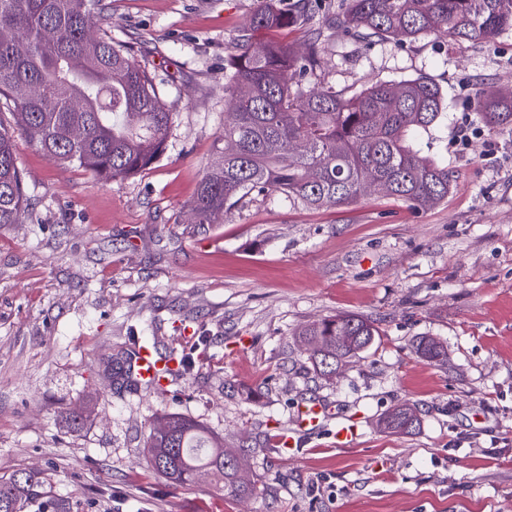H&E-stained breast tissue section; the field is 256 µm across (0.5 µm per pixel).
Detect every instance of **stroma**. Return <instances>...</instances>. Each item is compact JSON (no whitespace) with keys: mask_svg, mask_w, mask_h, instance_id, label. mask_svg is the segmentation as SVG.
<instances>
[{"mask_svg":"<svg viewBox=\"0 0 512 512\" xmlns=\"http://www.w3.org/2000/svg\"><path fill=\"white\" fill-rule=\"evenodd\" d=\"M107 3L97 27L131 46L173 123L155 163L110 182L14 141L30 206L0 226V476L42 471L60 512H512V134L477 115L479 91L512 94V33L325 39L316 79L336 90L419 76L441 89L428 146L453 187L440 205L315 209L251 193L223 223L195 224L224 134V58L263 0ZM339 313L378 335L325 380L298 333ZM135 330L157 355L192 353L190 373L162 391L111 377ZM422 336L446 345L447 364L416 355ZM306 402L333 414L285 456L276 440ZM405 403L417 428L382 430ZM168 413L231 449L259 441L242 469L252 496L148 467L145 441ZM345 421L357 436L339 447Z\"/></svg>","mask_w":512,"mask_h":512,"instance_id":"1","label":"stroma"}]
</instances>
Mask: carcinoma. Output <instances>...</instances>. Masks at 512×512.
I'll list each match as a JSON object with an SVG mask.
<instances>
[{
    "mask_svg": "<svg viewBox=\"0 0 512 512\" xmlns=\"http://www.w3.org/2000/svg\"><path fill=\"white\" fill-rule=\"evenodd\" d=\"M104 0H0V225L25 214L27 195L14 153L19 133L52 162L77 165L102 180L128 178L165 151L172 124L151 74L130 49L98 32L90 18ZM312 0L286 10L260 8L224 62V147L192 202L197 224H216L245 195L279 192L310 207L349 205L366 193L432 207L448 199V167L416 148L417 135L442 116L439 87L425 77L375 83L347 95L307 83L321 63L325 32L412 41L443 30L455 42L490 41L512 32V0H342L306 35L301 49L277 39L258 45L253 32L276 33L309 20ZM480 122L512 131V97L482 91ZM374 323L336 315L300 331L316 372L330 377L372 343ZM416 353L445 362L444 346L422 337ZM151 467L176 485L199 473L232 496L254 484L238 477L246 449L231 451L207 428L169 414L145 443ZM37 471L0 478V512H27L42 493Z\"/></svg>",
    "mask_w": 512,
    "mask_h": 512,
    "instance_id": "1",
    "label": "carcinoma"
}]
</instances>
